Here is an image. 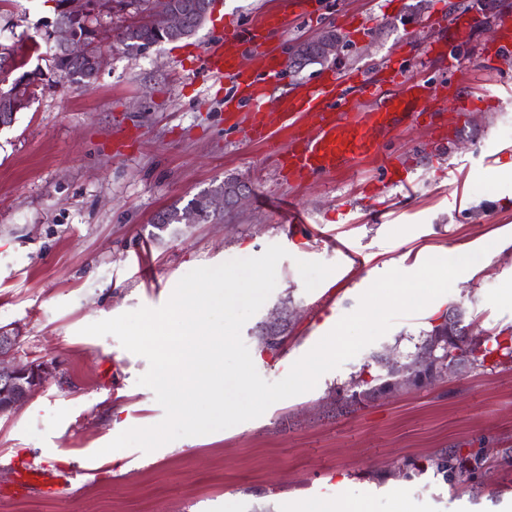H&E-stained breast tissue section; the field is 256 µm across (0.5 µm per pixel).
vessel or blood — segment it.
<instances>
[{
  "instance_id": "obj_1",
  "label": "vessel or blood",
  "mask_w": 512,
  "mask_h": 512,
  "mask_svg": "<svg viewBox=\"0 0 512 512\" xmlns=\"http://www.w3.org/2000/svg\"><path fill=\"white\" fill-rule=\"evenodd\" d=\"M286 25L285 15L265 14L261 25L247 32L230 29L234 51H226L218 43L202 50L198 59L215 78L231 82L246 97L253 112V140L276 156L289 179L335 175L378 159V134L397 114L418 117L445 99L442 88L413 78L397 80L389 64L350 78L327 70L318 81L298 83L282 94H273V83L288 66L283 58L264 51L263 33ZM349 79L367 95L366 109H357L340 93V86Z\"/></svg>"
}]
</instances>
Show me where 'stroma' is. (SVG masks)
Wrapping results in <instances>:
<instances>
[{
    "mask_svg": "<svg viewBox=\"0 0 512 512\" xmlns=\"http://www.w3.org/2000/svg\"><path fill=\"white\" fill-rule=\"evenodd\" d=\"M289 2L213 0L192 36L141 53L115 39L135 15L105 17V63L77 87L50 68L53 0H0V39L38 42L25 68L43 74L30 107L0 129V324L20 326L22 361L55 366L26 405L0 417V512H286L288 501L324 496L350 512H512V363L336 410L337 388L374 354L413 351L430 327L426 309L257 419L149 453L127 449L123 464L99 454L122 431L160 422L164 410L137 383L147 360L83 327L161 307L189 271L272 244L288 256L241 331L267 381L286 376L377 278L457 252L486 254L454 281L448 304L465 308L472 337L512 336V50L496 47L512 0H491L468 44L423 63L418 45L438 32L422 21L436 4L464 10L471 0H321L313 18L291 14ZM269 11L288 17L269 44L274 53L336 28L349 45L336 71L370 70L391 56L402 74L445 83L448 101L475 100L441 148L423 123L384 138L410 193L377 189L369 163L350 176L289 183L248 138L243 98L194 59L227 28L252 27ZM342 15L365 25L339 28ZM452 61L461 72H450ZM227 179L252 188L239 211L179 230L153 227L158 212ZM283 199L300 205L303 223H286L275 207ZM350 252L360 264L348 262ZM288 303L298 315L285 345L263 351L259 325ZM445 454L469 459L466 479L427 470ZM34 466L69 475L68 487L16 491Z\"/></svg>",
    "mask_w": 512,
    "mask_h": 512,
    "instance_id": "35a3bbf8",
    "label": "stroma"
}]
</instances>
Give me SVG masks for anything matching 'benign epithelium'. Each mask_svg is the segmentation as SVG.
I'll return each mask as SVG.
<instances>
[{
    "instance_id": "obj_1",
    "label": "benign epithelium",
    "mask_w": 512,
    "mask_h": 512,
    "mask_svg": "<svg viewBox=\"0 0 512 512\" xmlns=\"http://www.w3.org/2000/svg\"><path fill=\"white\" fill-rule=\"evenodd\" d=\"M180 15L166 9L150 12L149 25L156 31L169 32L181 26ZM56 41L71 54L78 57H90V47L82 40L72 36L64 28H56ZM315 41L319 53L324 58L337 56L343 48L342 37L332 30H326ZM293 315V311L282 308L272 312L269 320L259 326V335L263 342L271 345L276 341L274 331L282 316ZM20 343L19 328L13 324L0 325V415L11 413L26 404L54 374V368L43 361L22 362L16 358ZM387 370L396 379L392 385L378 393L382 399L416 386L428 388L438 382L445 374L458 375L468 368V363H456L448 358L447 338L433 337L427 350L411 363L394 350L382 354Z\"/></svg>"
}]
</instances>
